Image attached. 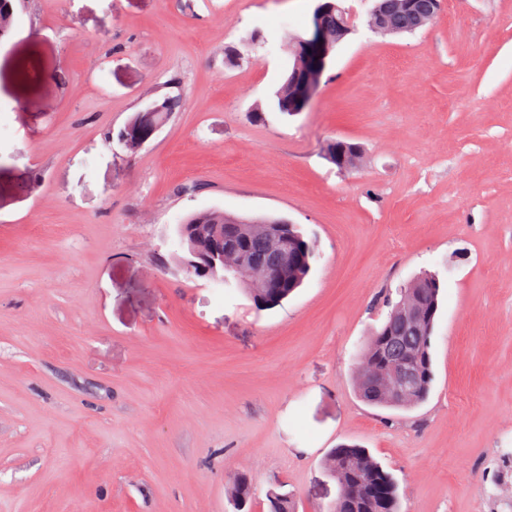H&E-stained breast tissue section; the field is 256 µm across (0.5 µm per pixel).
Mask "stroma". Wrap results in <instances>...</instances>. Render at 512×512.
<instances>
[{"label":"stroma","mask_w":512,"mask_h":512,"mask_svg":"<svg viewBox=\"0 0 512 512\" xmlns=\"http://www.w3.org/2000/svg\"><path fill=\"white\" fill-rule=\"evenodd\" d=\"M307 108L270 112L318 0H25L0 40V512H232L231 478L296 512L366 448L400 512H512V0H444L381 36L373 0ZM180 102L137 153L138 111ZM265 118H257L258 110ZM359 144L338 170L327 140ZM298 224L318 258L282 306L221 293L176 226ZM437 274L434 381L365 404L386 296Z\"/></svg>","instance_id":"35a3bbf8"}]
</instances>
